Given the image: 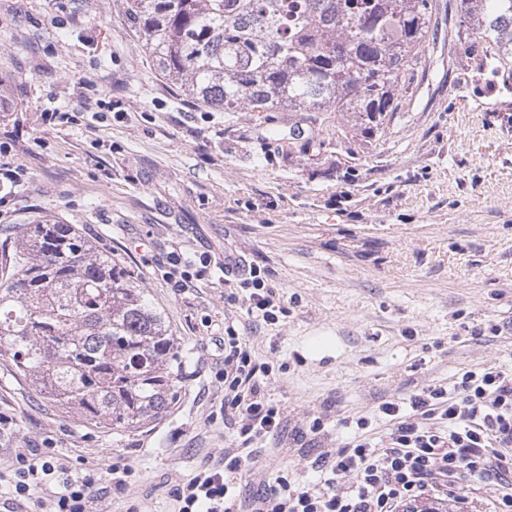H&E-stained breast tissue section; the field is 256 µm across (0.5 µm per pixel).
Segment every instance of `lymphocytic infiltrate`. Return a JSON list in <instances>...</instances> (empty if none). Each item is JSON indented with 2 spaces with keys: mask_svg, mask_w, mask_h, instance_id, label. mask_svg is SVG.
I'll use <instances>...</instances> for the list:
<instances>
[{
  "mask_svg": "<svg viewBox=\"0 0 512 512\" xmlns=\"http://www.w3.org/2000/svg\"><path fill=\"white\" fill-rule=\"evenodd\" d=\"M269 373L235 328L225 327L224 408L236 419L237 445L225 449L221 466L178 485L179 512H410L421 501H451L467 512L469 490L487 482L496 486L492 512H512V369L495 366L463 370L451 384L379 403L373 416L355 419L347 442L312 462L320 479L302 482L283 469L262 494L242 502L239 480L249 447L283 421L278 404L261 391L259 379ZM375 416L387 423L376 438L369 433ZM61 469L50 451L19 455L16 493L44 489L43 512H87L97 474L50 489Z\"/></svg>",
  "mask_w": 512,
  "mask_h": 512,
  "instance_id": "1",
  "label": "lymphocytic infiltrate"
}]
</instances>
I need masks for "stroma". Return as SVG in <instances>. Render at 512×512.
Segmentation results:
<instances>
[{
    "instance_id": "obj_1",
    "label": "stroma",
    "mask_w": 512,
    "mask_h": 512,
    "mask_svg": "<svg viewBox=\"0 0 512 512\" xmlns=\"http://www.w3.org/2000/svg\"><path fill=\"white\" fill-rule=\"evenodd\" d=\"M434 2L432 67L391 124L324 153L290 136L291 113L186 101L121 0H0V145L23 169L0 220L73 225L134 270L182 352L175 399L133 433L55 406L0 356V512H39L9 467L45 446L70 475L100 474L90 512H177L175 486L235 444L228 325L270 365L261 389L284 410L241 481L246 497L283 467L313 479L311 462L349 436L346 417L462 370L512 367V74L477 69L459 0ZM174 253L208 258L210 274L173 287ZM228 253L264 269L286 316L248 314L238 276L222 273ZM116 462L133 471L122 493Z\"/></svg>"
}]
</instances>
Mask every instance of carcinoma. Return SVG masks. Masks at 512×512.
Here are the masks:
<instances>
[{"label": "carcinoma", "mask_w": 512, "mask_h": 512, "mask_svg": "<svg viewBox=\"0 0 512 512\" xmlns=\"http://www.w3.org/2000/svg\"><path fill=\"white\" fill-rule=\"evenodd\" d=\"M466 27L505 70L512 0H460ZM161 76L224 112H300L371 138L430 68L433 0H124ZM0 248V351L57 406L132 430L174 399L181 351L130 269L70 224L14 226Z\"/></svg>", "instance_id": "1"}]
</instances>
